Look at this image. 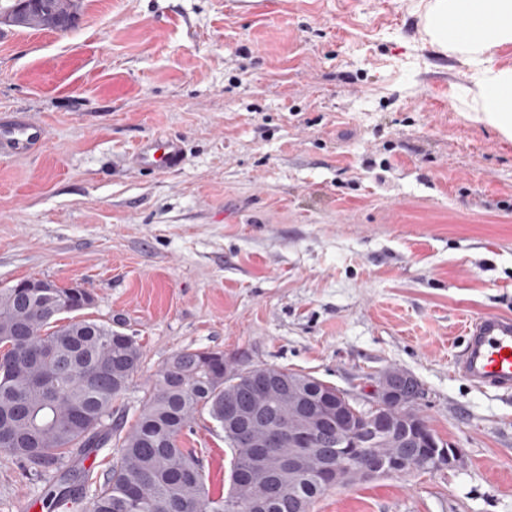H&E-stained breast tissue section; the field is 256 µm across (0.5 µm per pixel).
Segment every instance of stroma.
<instances>
[{
  "label": "stroma",
  "instance_id": "35a3bbf8",
  "mask_svg": "<svg viewBox=\"0 0 512 512\" xmlns=\"http://www.w3.org/2000/svg\"><path fill=\"white\" fill-rule=\"evenodd\" d=\"M429 0H83L66 32L0 24V288L77 285L84 318L142 348L112 405L131 427L181 350L244 356L361 394L424 389L452 468L336 486L311 512H512V397L458 374L465 323L512 314V140L459 100L472 70L424 31ZM177 136L170 173L142 140ZM213 495L234 453L183 440ZM0 452V512H47ZM44 130L25 116L9 122L0 121V149L12 155H28L42 142ZM133 156L142 169L158 173L174 171L185 160L183 142L177 137H160L141 141Z\"/></svg>",
  "mask_w": 512,
  "mask_h": 512
}]
</instances>
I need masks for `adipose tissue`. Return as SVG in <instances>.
I'll list each match as a JSON object with an SVG mask.
<instances>
[{
    "label": "adipose tissue",
    "mask_w": 512,
    "mask_h": 512,
    "mask_svg": "<svg viewBox=\"0 0 512 512\" xmlns=\"http://www.w3.org/2000/svg\"><path fill=\"white\" fill-rule=\"evenodd\" d=\"M425 30L432 44L471 67L474 86L462 91V102L512 138V67L493 57L512 45V0H431Z\"/></svg>",
    "instance_id": "ef3b65f1"
}]
</instances>
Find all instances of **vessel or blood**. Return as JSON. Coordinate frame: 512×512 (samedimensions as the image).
<instances>
[{
    "label": "vessel or blood",
    "mask_w": 512,
    "mask_h": 512,
    "mask_svg": "<svg viewBox=\"0 0 512 512\" xmlns=\"http://www.w3.org/2000/svg\"><path fill=\"white\" fill-rule=\"evenodd\" d=\"M43 138L42 126L27 117L0 121V149L10 154H30ZM134 157L140 168L158 173L174 171L185 160L183 143L176 137L141 141ZM455 364L459 374L477 387L512 393V316L487 312L472 319Z\"/></svg>",
    "instance_id": "1"
}]
</instances>
